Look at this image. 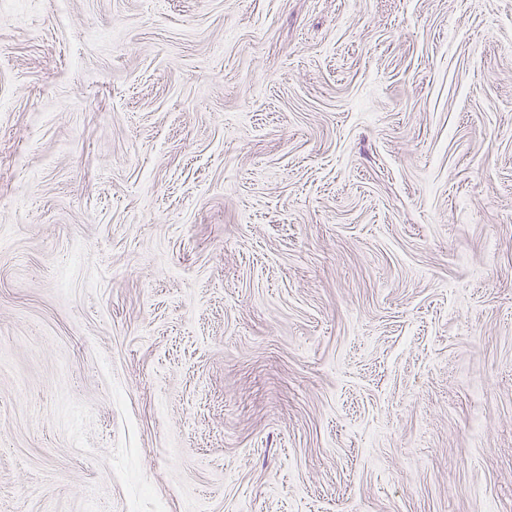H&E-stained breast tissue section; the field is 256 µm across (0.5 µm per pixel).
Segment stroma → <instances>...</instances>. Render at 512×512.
<instances>
[{"label":"stroma","mask_w":512,"mask_h":512,"mask_svg":"<svg viewBox=\"0 0 512 512\" xmlns=\"http://www.w3.org/2000/svg\"><path fill=\"white\" fill-rule=\"evenodd\" d=\"M0 512H512V0L0 11Z\"/></svg>","instance_id":"1"}]
</instances>
